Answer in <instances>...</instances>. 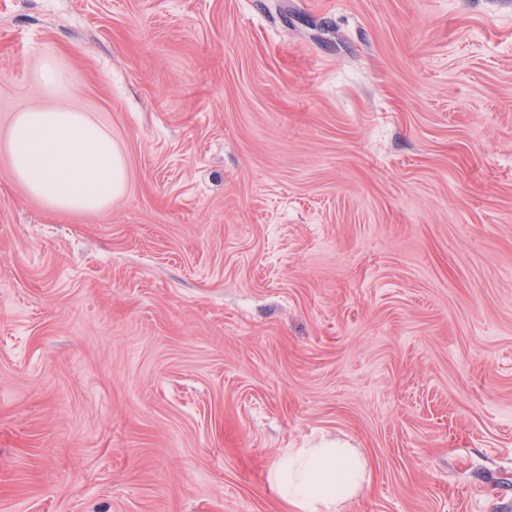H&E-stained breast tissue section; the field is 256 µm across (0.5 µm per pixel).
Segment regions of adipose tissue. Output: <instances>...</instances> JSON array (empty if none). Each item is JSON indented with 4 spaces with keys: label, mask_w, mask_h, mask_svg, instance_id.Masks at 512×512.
I'll return each mask as SVG.
<instances>
[{
    "label": "adipose tissue",
    "mask_w": 512,
    "mask_h": 512,
    "mask_svg": "<svg viewBox=\"0 0 512 512\" xmlns=\"http://www.w3.org/2000/svg\"><path fill=\"white\" fill-rule=\"evenodd\" d=\"M8 150L15 179L59 210L96 211L126 187V162L111 134L85 113L50 103L14 117ZM269 480L294 512H343L371 482L366 457L342 443L292 448Z\"/></svg>",
    "instance_id": "obj_1"
}]
</instances>
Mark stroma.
Listing matches in <instances>:
<instances>
[{
    "mask_svg": "<svg viewBox=\"0 0 512 512\" xmlns=\"http://www.w3.org/2000/svg\"><path fill=\"white\" fill-rule=\"evenodd\" d=\"M107 127L127 188L64 213L15 112ZM512 512V0H0V512ZM36 81L40 89L49 94L72 88L69 71L53 54L42 57L36 73ZM269 480L279 498L299 512H342L371 482L366 457L340 442L320 448H290Z\"/></svg>",
    "mask_w": 512,
    "mask_h": 512,
    "instance_id": "obj_1",
    "label": "stroma"
}]
</instances>
